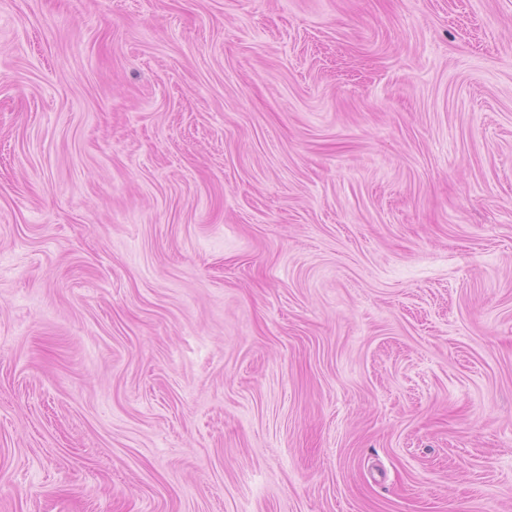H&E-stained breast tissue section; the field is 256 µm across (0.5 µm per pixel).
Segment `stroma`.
Listing matches in <instances>:
<instances>
[{"label": "stroma", "instance_id": "1", "mask_svg": "<svg viewBox=\"0 0 512 512\" xmlns=\"http://www.w3.org/2000/svg\"><path fill=\"white\" fill-rule=\"evenodd\" d=\"M0 512H512V0H0Z\"/></svg>", "mask_w": 512, "mask_h": 512}]
</instances>
